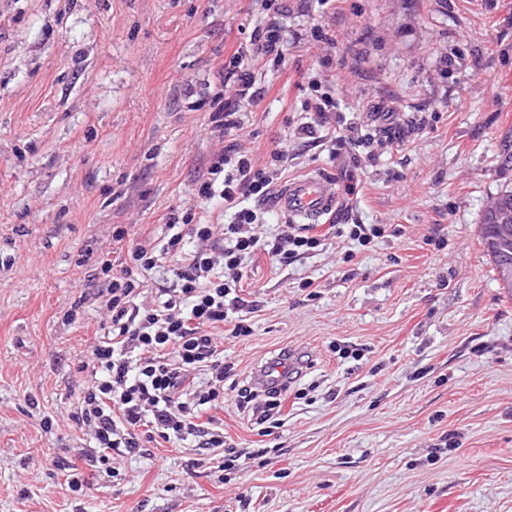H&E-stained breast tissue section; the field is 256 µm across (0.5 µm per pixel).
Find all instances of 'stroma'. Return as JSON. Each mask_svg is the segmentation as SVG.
I'll list each match as a JSON object with an SVG mask.
<instances>
[{
  "mask_svg": "<svg viewBox=\"0 0 512 512\" xmlns=\"http://www.w3.org/2000/svg\"><path fill=\"white\" fill-rule=\"evenodd\" d=\"M261 0H0V512H512V299L479 238L512 187V0H288L267 94L210 132L229 48ZM359 147L298 135L316 93ZM236 148L281 181L338 183L339 224H386L369 248L328 237L285 266L249 263L246 337L225 336V391L289 353L285 418L233 398L227 468L195 442L90 465L71 417L107 332L112 240L161 215L218 211L197 188ZM79 466L83 490L59 462Z\"/></svg>",
  "mask_w": 512,
  "mask_h": 512,
  "instance_id": "stroma-1",
  "label": "stroma"
}]
</instances>
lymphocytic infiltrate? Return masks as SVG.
Instances as JSON below:
<instances>
[{"label": "lymphocytic infiltrate", "mask_w": 512, "mask_h": 512, "mask_svg": "<svg viewBox=\"0 0 512 512\" xmlns=\"http://www.w3.org/2000/svg\"><path fill=\"white\" fill-rule=\"evenodd\" d=\"M263 7L268 22L239 43L230 59L234 95L213 105L212 126L227 132L240 126L242 103L265 94L245 60L285 61L278 18L287 14L288 0H263ZM275 185L273 173L257 167L249 155L221 153L197 196L233 213L223 234H216L214 225L196 222L189 209L180 218L163 216L164 236L137 239L121 266L102 261L99 296L110 324L92 348L94 381L73 414L77 424L93 430L98 463L108 464L112 451L136 453L159 439H191L209 450L223 447L224 422L217 413L224 408V381L232 368L224 362L218 332L226 328L234 337L250 333L236 318L245 305L238 292L244 264L262 256L284 265L323 243L306 224L285 225L270 240L256 233L260 206L272 198ZM249 199L254 207H246ZM191 239L197 243L192 250L187 247ZM165 264L172 272L171 285L155 288L151 299H144L146 273ZM281 394L278 387L244 386L236 401L251 409L261 425L280 413Z\"/></svg>", "instance_id": "1"}]
</instances>
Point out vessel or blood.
I'll return each mask as SVG.
<instances>
[{
	"label": "vessel or blood",
	"mask_w": 512,
	"mask_h": 512,
	"mask_svg": "<svg viewBox=\"0 0 512 512\" xmlns=\"http://www.w3.org/2000/svg\"><path fill=\"white\" fill-rule=\"evenodd\" d=\"M274 207L290 223L319 224L339 211L340 193L334 179L318 172L308 173L282 184Z\"/></svg>",
	"instance_id": "vessel-or-blood-1"
}]
</instances>
